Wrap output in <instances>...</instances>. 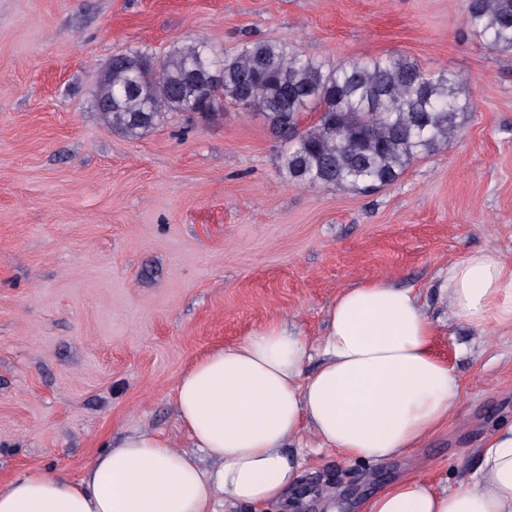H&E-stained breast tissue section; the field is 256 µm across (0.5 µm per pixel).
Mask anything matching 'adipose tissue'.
<instances>
[{
    "label": "adipose tissue",
    "instance_id": "adipose-tissue-1",
    "mask_svg": "<svg viewBox=\"0 0 512 512\" xmlns=\"http://www.w3.org/2000/svg\"><path fill=\"white\" fill-rule=\"evenodd\" d=\"M448 308L478 332L512 327V263L491 251L448 268ZM435 329L411 289L389 280L346 289L331 306L306 371L308 343L277 323L216 348L177 382L193 452L131 429L79 480L39 471L0 490V512H216L217 505H288L299 434L348 459L401 456L456 413L459 383L434 352ZM481 478L438 492L420 477L390 483L366 512H512V427L481 451Z\"/></svg>",
    "mask_w": 512,
    "mask_h": 512
}]
</instances>
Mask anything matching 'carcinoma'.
<instances>
[{"instance_id":"carcinoma-1","label":"carcinoma","mask_w":512,"mask_h":512,"mask_svg":"<svg viewBox=\"0 0 512 512\" xmlns=\"http://www.w3.org/2000/svg\"><path fill=\"white\" fill-rule=\"evenodd\" d=\"M464 23L492 48L512 51V0H469ZM467 83L463 73L392 56L336 64L271 40L245 41L224 55L199 40L162 57L113 56L96 77L95 97L108 105L112 128L132 138L166 111L210 100L234 105L262 116L284 145L279 166L292 183L369 192L456 142ZM307 112L317 119L304 127Z\"/></svg>"}]
</instances>
